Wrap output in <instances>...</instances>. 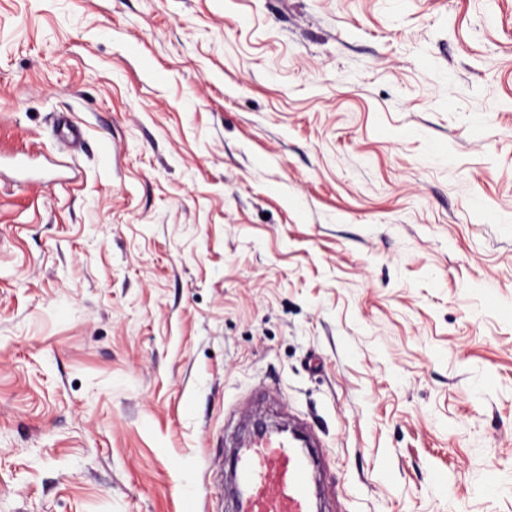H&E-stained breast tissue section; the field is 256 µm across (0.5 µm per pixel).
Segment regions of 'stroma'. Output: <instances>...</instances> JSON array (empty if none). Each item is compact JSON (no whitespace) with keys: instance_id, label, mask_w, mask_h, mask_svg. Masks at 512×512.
Listing matches in <instances>:
<instances>
[{"instance_id":"obj_1","label":"stroma","mask_w":512,"mask_h":512,"mask_svg":"<svg viewBox=\"0 0 512 512\" xmlns=\"http://www.w3.org/2000/svg\"><path fill=\"white\" fill-rule=\"evenodd\" d=\"M248 411L512 512V0H0V512H230Z\"/></svg>"}]
</instances>
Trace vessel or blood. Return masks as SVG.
<instances>
[{
    "label": "vessel or blood",
    "instance_id": "1",
    "mask_svg": "<svg viewBox=\"0 0 512 512\" xmlns=\"http://www.w3.org/2000/svg\"><path fill=\"white\" fill-rule=\"evenodd\" d=\"M249 445L248 455H233L235 512H318L310 448H295L284 432L267 430L257 432Z\"/></svg>",
    "mask_w": 512,
    "mask_h": 512
}]
</instances>
